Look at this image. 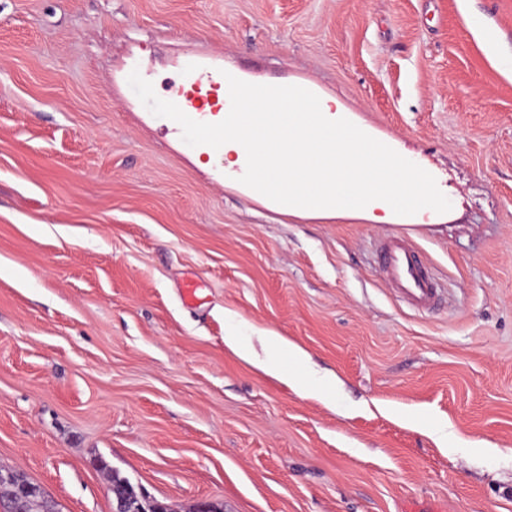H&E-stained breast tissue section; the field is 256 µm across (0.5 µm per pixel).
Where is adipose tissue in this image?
<instances>
[{"label":"adipose tissue","instance_id":"obj_1","mask_svg":"<svg viewBox=\"0 0 512 512\" xmlns=\"http://www.w3.org/2000/svg\"><path fill=\"white\" fill-rule=\"evenodd\" d=\"M325 97L315 103L262 102L242 95L234 119H221L212 131L224 154L225 174L250 168L267 187L295 196L292 212L309 217H352L371 224L428 226L448 212V198L436 181L402 154L396 142L378 137L350 113ZM305 126L309 137L280 138L281 125ZM225 344L265 372L278 368L287 351L292 366L287 379L307 396L327 400L336 386L325 377L312 386L304 377L307 353L272 331L259 339L232 328Z\"/></svg>","mask_w":512,"mask_h":512}]
</instances>
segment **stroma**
I'll return each mask as SVG.
<instances>
[{
	"mask_svg": "<svg viewBox=\"0 0 512 512\" xmlns=\"http://www.w3.org/2000/svg\"><path fill=\"white\" fill-rule=\"evenodd\" d=\"M475 14L512 53V0H0V467L63 512H111L100 458L172 512H512V75ZM197 62L309 77L450 217L260 213L169 110ZM397 233L438 308L372 263ZM232 324L304 348L334 408ZM259 340L264 351L263 357L256 352L251 336L243 334L236 328L229 329L224 336V344L239 357L264 372L276 371L278 368V353L287 347V341L273 331H264L259 336Z\"/></svg>",
	"mask_w": 512,
	"mask_h": 512,
	"instance_id": "stroma-1",
	"label": "stroma"
}]
</instances>
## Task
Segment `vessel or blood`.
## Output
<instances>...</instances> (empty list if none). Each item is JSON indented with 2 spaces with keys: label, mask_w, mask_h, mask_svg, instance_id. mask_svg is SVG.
Listing matches in <instances>:
<instances>
[{
  "label": "vessel or blood",
  "mask_w": 512,
  "mask_h": 512,
  "mask_svg": "<svg viewBox=\"0 0 512 512\" xmlns=\"http://www.w3.org/2000/svg\"><path fill=\"white\" fill-rule=\"evenodd\" d=\"M189 93L206 97L222 92V106L226 112L236 109L239 96L253 86L250 71L226 67L219 75H212L204 66H196L188 78ZM266 96L275 101L299 100L310 102L321 96L320 87L301 77H280L263 81ZM233 184L238 191L249 196L258 206L280 215L288 212V197L275 194L248 173L234 176ZM390 288L404 303L419 310L435 306L439 298L437 282L430 276L422 252L405 239L394 237L383 241L377 249Z\"/></svg>",
  "instance_id": "1"
}]
</instances>
